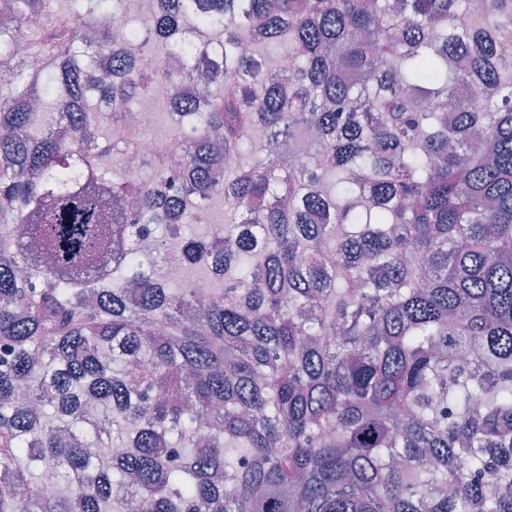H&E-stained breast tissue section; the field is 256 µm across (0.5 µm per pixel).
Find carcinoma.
Here are the masks:
<instances>
[{
  "mask_svg": "<svg viewBox=\"0 0 512 512\" xmlns=\"http://www.w3.org/2000/svg\"><path fill=\"white\" fill-rule=\"evenodd\" d=\"M48 4L0 7L49 65L0 47V512H512V0ZM142 110L146 109L150 112H143V126L138 135L151 136L158 142H165L172 127V119L166 106L161 99L141 101ZM153 139H144L140 142L144 151H153L157 147V142Z\"/></svg>",
  "mask_w": 512,
  "mask_h": 512,
  "instance_id": "cac0c4a2",
  "label": "carcinoma"
}]
</instances>
